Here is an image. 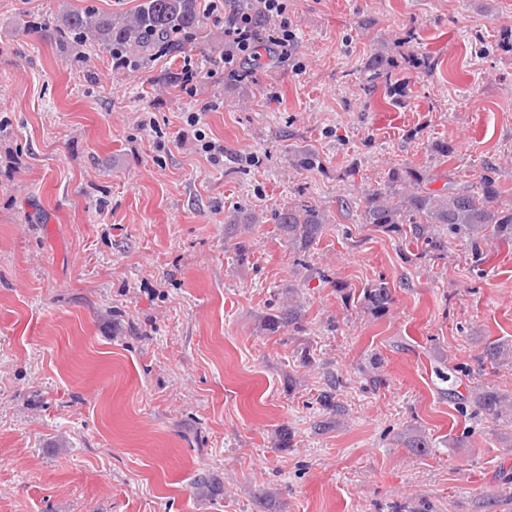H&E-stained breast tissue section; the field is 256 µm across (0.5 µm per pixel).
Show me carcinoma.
Returning <instances> with one entry per match:
<instances>
[{
    "mask_svg": "<svg viewBox=\"0 0 512 512\" xmlns=\"http://www.w3.org/2000/svg\"><path fill=\"white\" fill-rule=\"evenodd\" d=\"M44 32L65 57L83 52L87 46H106L112 61L125 69L144 68L162 55L168 59L182 57L188 48L211 42L200 0H139L129 13L107 14L93 6L70 11L54 22L44 23ZM369 82L388 84L392 81L388 59L375 56L368 65ZM171 91L182 89V72L178 63L159 78ZM432 179L412 167L389 171L388 184L371 190L359 200L363 223L379 231L398 233L413 243L435 251L445 248L448 236L466 237L474 253L490 235L512 231V210L500 207L495 181L485 180L480 190H456L450 186L432 189ZM272 220L288 242L299 264L318 241L328 224V215L306 199H299L274 210ZM262 223L254 211L237 209L224 217L225 239H233ZM362 299L372 309H384L392 297L384 282L363 289ZM304 312L293 298L271 307L260 321L269 334L297 332L302 329ZM483 354L496 366L512 365V347L492 343ZM319 404L333 415L344 414L346 408L336 401V377L329 376L318 396ZM468 404L475 418H491L496 422H512V394L476 385L471 388Z\"/></svg>",
    "mask_w": 512,
    "mask_h": 512,
    "instance_id": "1",
    "label": "carcinoma"
}]
</instances>
